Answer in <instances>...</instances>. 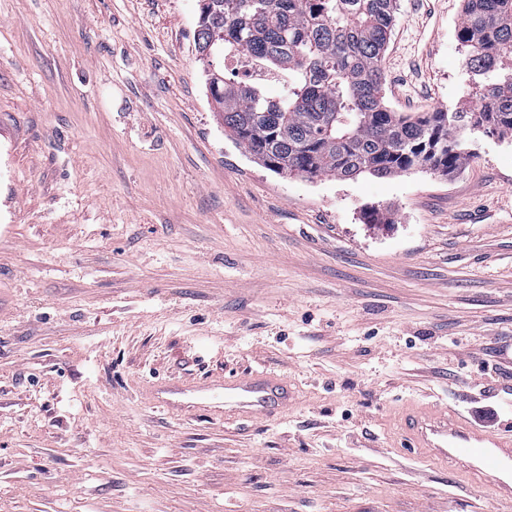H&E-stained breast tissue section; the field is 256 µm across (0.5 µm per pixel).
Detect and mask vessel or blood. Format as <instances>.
I'll return each mask as SVG.
<instances>
[{
    "mask_svg": "<svg viewBox=\"0 0 512 512\" xmlns=\"http://www.w3.org/2000/svg\"><path fill=\"white\" fill-rule=\"evenodd\" d=\"M292 397L287 380L263 371L224 384L225 404L242 417L287 411ZM399 424L420 456L485 486L499 512H512V431L495 433L458 410L430 404L407 407Z\"/></svg>",
    "mask_w": 512,
    "mask_h": 512,
    "instance_id": "obj_1",
    "label": "vessel or blood"
}]
</instances>
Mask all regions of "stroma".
I'll return each mask as SVG.
<instances>
[{
	"mask_svg": "<svg viewBox=\"0 0 512 512\" xmlns=\"http://www.w3.org/2000/svg\"><path fill=\"white\" fill-rule=\"evenodd\" d=\"M461 10L399 0L390 109L475 104ZM198 15L0 0V512H494L392 413L512 427V138L447 177L278 175L225 135ZM249 371L296 407L147 392Z\"/></svg>",
	"mask_w": 512,
	"mask_h": 512,
	"instance_id": "35a3bbf8",
	"label": "stroma"
}]
</instances>
